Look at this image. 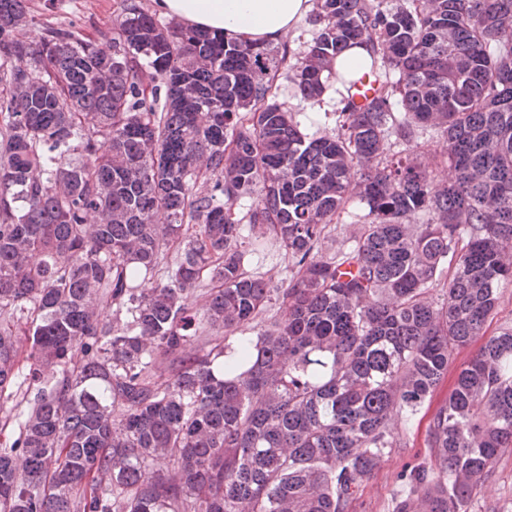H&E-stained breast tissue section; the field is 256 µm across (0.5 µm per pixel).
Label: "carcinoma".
I'll return each instance as SVG.
<instances>
[{
	"label": "carcinoma",
	"mask_w": 512,
	"mask_h": 512,
	"mask_svg": "<svg viewBox=\"0 0 512 512\" xmlns=\"http://www.w3.org/2000/svg\"><path fill=\"white\" fill-rule=\"evenodd\" d=\"M315 7L301 98L357 43L372 98L350 81L336 133L310 139L270 98L285 49L122 0L112 50L61 27L34 50L14 36L25 0H0V512H349L391 410L416 416L479 339L395 512H464L512 447V327L484 331L512 283V0ZM430 128L446 183L386 157ZM353 195L368 221L326 258ZM269 237L298 278L252 365L226 362L198 332L263 315L244 257Z\"/></svg>",
	"instance_id": "1"
}]
</instances>
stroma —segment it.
<instances>
[{
  "label": "stroma",
  "mask_w": 512,
  "mask_h": 512,
  "mask_svg": "<svg viewBox=\"0 0 512 512\" xmlns=\"http://www.w3.org/2000/svg\"><path fill=\"white\" fill-rule=\"evenodd\" d=\"M120 0H26L30 23L19 29L17 38L38 43L43 28L62 27L81 38L107 42L112 36L113 23L119 12ZM275 101L291 112L300 131L307 137L334 133L338 118L339 98L335 87H327L320 104L304 102L287 72H280L272 89ZM443 139L436 131L424 133L417 147L393 144L391 155L403 157L414 154L438 180L451 178L452 172L441 164L439 154ZM368 208L359 197H350L334 224L328 226L319 246L320 254L335 255L351 246L354 237L367 220ZM244 269L250 275L263 279L274 292H282L297 277V268L286 251L278 245H268L264 252L247 254ZM428 417L416 415L406 418L404 413H393L389 429L400 445L387 449L381 465L363 482L350 512H393L402 495L401 473L414 465L430 461L431 448L426 445ZM466 512H512V448L506 449L494 463L488 477L474 489Z\"/></svg>",
  "instance_id": "stroma-1"
}]
</instances>
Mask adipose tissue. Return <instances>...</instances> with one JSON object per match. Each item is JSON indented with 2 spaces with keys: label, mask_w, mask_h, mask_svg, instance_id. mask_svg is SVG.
<instances>
[{
  "label": "adipose tissue",
  "mask_w": 512,
  "mask_h": 512,
  "mask_svg": "<svg viewBox=\"0 0 512 512\" xmlns=\"http://www.w3.org/2000/svg\"><path fill=\"white\" fill-rule=\"evenodd\" d=\"M312 6V0H152L161 16L247 44L282 43Z\"/></svg>",
  "instance_id": "1"
}]
</instances>
